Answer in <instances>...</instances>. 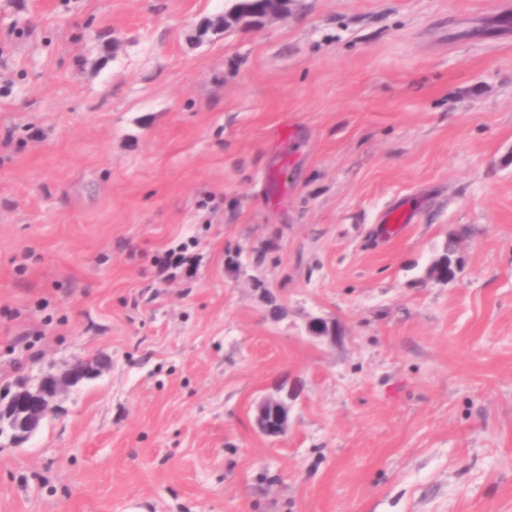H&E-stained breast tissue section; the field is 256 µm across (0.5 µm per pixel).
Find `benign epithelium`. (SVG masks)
Returning a JSON list of instances; mask_svg holds the SVG:
<instances>
[{
  "mask_svg": "<svg viewBox=\"0 0 512 512\" xmlns=\"http://www.w3.org/2000/svg\"><path fill=\"white\" fill-rule=\"evenodd\" d=\"M266 7L260 11L242 10L237 4L224 12L214 23L213 31L227 27L229 22L257 24L281 16L288 8V0H265ZM310 335L319 339L336 340L339 331L336 324L325 319H315L310 324ZM98 366L89 361L79 367H69L62 375L43 377L34 387L23 386L15 391L6 402L0 403V430L10 432L14 443L22 444L37 430L43 417L51 410V402L67 388L91 377ZM294 395L267 396L255 406V423L259 431L268 438L285 436L290 425V401Z\"/></svg>",
  "mask_w": 512,
  "mask_h": 512,
  "instance_id": "1",
  "label": "benign epithelium"
}]
</instances>
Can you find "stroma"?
<instances>
[{
    "instance_id": "1",
    "label": "stroma",
    "mask_w": 512,
    "mask_h": 512,
    "mask_svg": "<svg viewBox=\"0 0 512 512\" xmlns=\"http://www.w3.org/2000/svg\"><path fill=\"white\" fill-rule=\"evenodd\" d=\"M498 2L289 0L203 35L229 0H0V393L102 368L0 444V512H512ZM187 241L195 276L162 279ZM294 395L288 391L284 396H267L255 406V423L259 431L268 438L285 436L290 425L291 404Z\"/></svg>"
}]
</instances>
